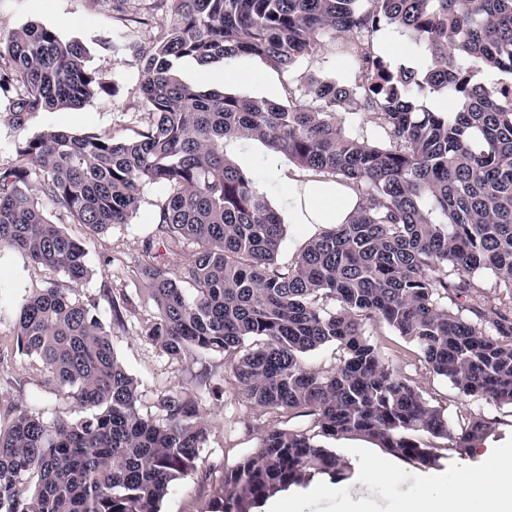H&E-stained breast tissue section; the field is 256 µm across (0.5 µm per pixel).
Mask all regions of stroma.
I'll return each instance as SVG.
<instances>
[{
	"label": "stroma",
	"instance_id": "35a3bbf8",
	"mask_svg": "<svg viewBox=\"0 0 512 512\" xmlns=\"http://www.w3.org/2000/svg\"><path fill=\"white\" fill-rule=\"evenodd\" d=\"M147 13L152 16L148 27L138 22ZM170 13L168 0H0V35L31 23L52 28L62 40L79 42L85 49L86 67L114 85L112 95L92 96L74 108L35 113L21 128L8 121L5 106L0 103V159L10 154L18 139L49 127L75 134L106 133L118 139L135 137L147 121L139 94L143 57L152 45L154 32L167 26ZM357 67L356 57L345 48L343 40L327 36L312 53L287 70L273 67L261 57L242 55L204 67L186 58L179 62L177 73L192 86L310 106L314 100L303 85L305 76L350 85ZM224 151L235 164L252 174L257 190L265 195L272 209L280 217H287L288 178L298 173L296 163L287 154L273 151L258 141H230ZM166 194L162 186H147L138 211L127 223L112 226L104 235L87 237L77 224L66 225L65 230L74 237L86 239L91 258L93 275L77 287V298L94 297L109 288L124 293L131 301L126 329H112L111 339L120 364L137 382L138 405L143 415L157 416L159 397L179 388L202 370L216 369L224 378L223 399L207 400L200 408L208 438L200 451L199 470L176 481L162 505V512H199L210 493L209 485L201 479L202 471L233 465L238 458L254 451L267 416L247 406L238 395L231 364L223 355H205L194 361L175 360L140 335V327L152 314L153 306L144 282L133 277L131 268L153 228L156 206ZM104 252L112 255L111 264L100 263L99 257ZM61 278V273L34 265L24 253L0 252V355L8 359V378L0 380L1 427L8 424L10 405L18 401L37 400L50 418L76 419L85 413L84 407L74 400L60 398L54 383L45 380L35 362L16 348L15 313L19 302L43 288L46 282ZM367 333L389 356L402 361L406 372L446 409L450 419L472 411L493 422L491 433L471 448L443 451L436 469L400 461L358 438L336 441L337 452L352 470H359L373 459L389 466L387 478L372 491L377 512H396L400 502L424 482L437 480L449 472L472 469L486 449L512 458L511 408L484 400L462 405L453 387L419 361L413 343L379 321L371 322ZM321 486L326 487V495H316V488ZM353 487L350 480L337 483L316 478L300 485L298 505L302 512H339L342 498Z\"/></svg>",
	"mask_w": 512,
	"mask_h": 512
}]
</instances>
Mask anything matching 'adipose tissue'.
<instances>
[{
	"label": "adipose tissue",
	"mask_w": 512,
	"mask_h": 512,
	"mask_svg": "<svg viewBox=\"0 0 512 512\" xmlns=\"http://www.w3.org/2000/svg\"><path fill=\"white\" fill-rule=\"evenodd\" d=\"M291 223L323 228L348 223L359 205L349 186L307 173L288 180ZM454 493L426 486L402 501L398 512H478L486 495H493L492 512H512V459L486 453L481 468L452 477Z\"/></svg>",
	"instance_id": "1"
}]
</instances>
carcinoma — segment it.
<instances>
[{
	"label": "carcinoma",
	"mask_w": 512,
	"mask_h": 512,
	"mask_svg": "<svg viewBox=\"0 0 512 512\" xmlns=\"http://www.w3.org/2000/svg\"><path fill=\"white\" fill-rule=\"evenodd\" d=\"M171 2L173 22L147 52L149 122L137 137L49 128L0 160V249L68 280L18 307L17 350L89 409L68 421L44 417L35 402L11 407L0 432V512H161L174 482L197 469L208 437L199 404L224 388L199 373L159 398L160 419L143 416L110 338L129 299L108 289L74 296L92 273L89 251L61 227L99 236L125 224L147 185L168 195L132 269L154 305L141 336L176 359L224 354L246 403L271 415L259 447L224 468L200 512H253L317 475L349 479L330 441L359 438L434 469L438 444L465 449L491 431L480 414L450 424L366 335L373 321L414 343L460 398L512 408V80H476L484 69L512 76V0ZM384 23L430 67L380 55L373 34ZM327 34L347 40L358 72L351 86L309 79L311 107L203 90L176 75L185 58L206 66L238 55L288 69ZM111 91L86 69L82 45L50 28L31 23L0 37V96L18 128ZM425 93L453 109L424 108ZM349 105L369 112L383 142L345 130ZM229 140L261 141L351 186L358 211L279 264L284 224L224 154ZM169 256L181 258L174 269ZM328 343L342 351L336 364L306 367Z\"/></svg>",
	"instance_id": "1"
}]
</instances>
